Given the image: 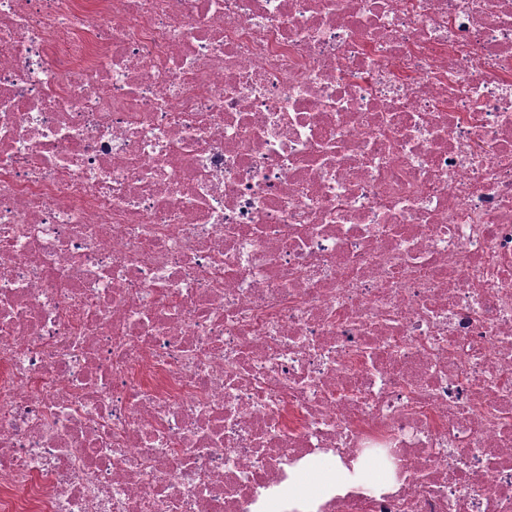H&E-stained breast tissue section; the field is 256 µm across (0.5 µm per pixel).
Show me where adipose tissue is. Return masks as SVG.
I'll use <instances>...</instances> for the list:
<instances>
[{
    "label": "adipose tissue",
    "instance_id": "1",
    "mask_svg": "<svg viewBox=\"0 0 512 512\" xmlns=\"http://www.w3.org/2000/svg\"><path fill=\"white\" fill-rule=\"evenodd\" d=\"M391 481V475L375 463L357 462L347 467L331 458L306 461L297 466L288 481V504L301 512H311L322 498L348 492L367 494Z\"/></svg>",
    "mask_w": 512,
    "mask_h": 512
}]
</instances>
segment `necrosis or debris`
Instances as JSON below:
<instances>
[{"mask_svg":"<svg viewBox=\"0 0 512 512\" xmlns=\"http://www.w3.org/2000/svg\"><path fill=\"white\" fill-rule=\"evenodd\" d=\"M512 512V0H0V512ZM377 463L357 462L352 468L337 459L323 458L300 463L288 480V510L312 509L319 500L332 494L377 490L391 483Z\"/></svg>","mask_w":512,"mask_h":512,"instance_id":"necrosis-or-debris-1","label":"necrosis or debris"}]
</instances>
